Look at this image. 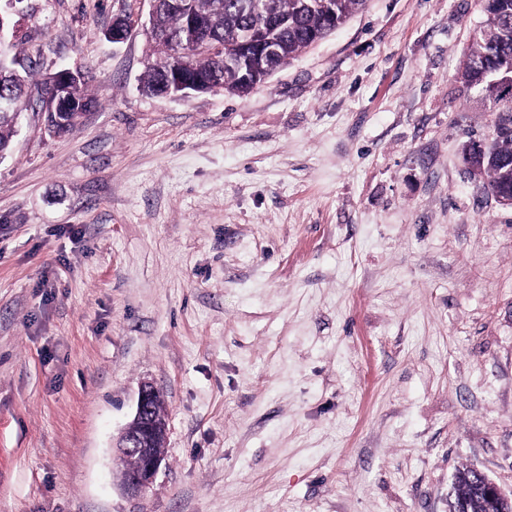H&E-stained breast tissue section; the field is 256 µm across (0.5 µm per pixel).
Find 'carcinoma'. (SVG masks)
<instances>
[{
  "instance_id": "carcinoma-1",
  "label": "carcinoma",
  "mask_w": 512,
  "mask_h": 512,
  "mask_svg": "<svg viewBox=\"0 0 512 512\" xmlns=\"http://www.w3.org/2000/svg\"><path fill=\"white\" fill-rule=\"evenodd\" d=\"M366 0H195L200 30L186 32L182 12L170 0H160L153 17L149 39L155 64L142 78V89L150 95H161L175 88L169 79L173 62L162 56L157 37L165 33H183L180 58L192 63L207 76L218 79L220 89L245 96L253 87L240 82L235 68L224 65V59L238 55L245 33L258 26L264 15L276 16L271 31L276 53L255 59L259 82H265L268 71L295 58L343 26L362 10ZM483 20L473 32L466 49V60L457 79L478 93V100L493 114V137L485 150L466 154L480 179L482 190L490 195L512 192V0H480ZM207 42L216 47L208 53L197 51V44ZM17 64L16 45L0 44V98H8L13 106L0 109V153L10 151L19 115L31 106L25 77ZM81 102L82 110L92 104L84 88L65 86L54 73L39 94L40 110L54 126L56 134L69 132L78 116L66 112L68 98ZM449 512H512V503L503 504L488 497L483 473L467 468L454 477Z\"/></svg>"
}]
</instances>
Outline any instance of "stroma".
<instances>
[{
	"label": "stroma",
	"mask_w": 512,
	"mask_h": 512,
	"mask_svg": "<svg viewBox=\"0 0 512 512\" xmlns=\"http://www.w3.org/2000/svg\"><path fill=\"white\" fill-rule=\"evenodd\" d=\"M150 0H25L39 86L0 159V512H448L512 494V208L465 142L477 0H367L239 97L142 93ZM133 29L106 34L116 17ZM164 395L141 496L113 447ZM61 70L49 77L38 98L41 112L45 115L46 121L54 126V132L58 135L69 132L79 118V115L74 113H61L68 112L64 103L69 97L81 102L82 112L86 111L93 101L85 91L84 80L81 79L83 77L80 78L79 85L65 86L59 80ZM491 497L504 498L505 494L493 481ZM452 494L449 501V512H512L511 504H503L488 497L483 473L467 468L459 471L452 483Z\"/></svg>",
	"instance_id": "35a3bbf8"
}]
</instances>
